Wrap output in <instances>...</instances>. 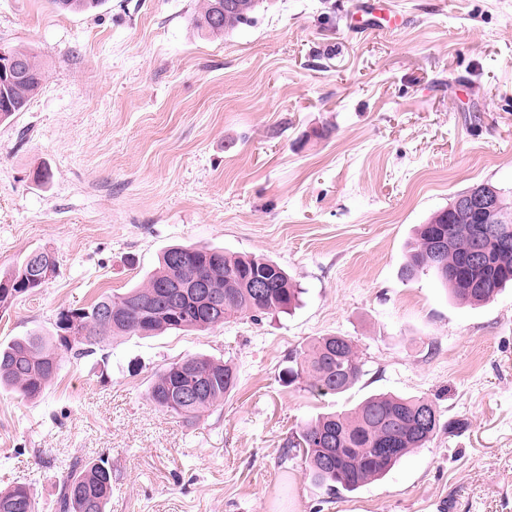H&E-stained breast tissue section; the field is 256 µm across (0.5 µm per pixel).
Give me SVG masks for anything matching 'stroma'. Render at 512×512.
Instances as JSON below:
<instances>
[{"instance_id": "stroma-1", "label": "stroma", "mask_w": 512, "mask_h": 512, "mask_svg": "<svg viewBox=\"0 0 512 512\" xmlns=\"http://www.w3.org/2000/svg\"><path fill=\"white\" fill-rule=\"evenodd\" d=\"M202 3L0 0V43L44 68L0 122V271L39 248L59 263L0 312V342L146 281L173 244L271 259L301 302L117 336L63 353L40 399L1 391L0 489L29 483L52 512L63 465L105 455L108 512H512V286L466 305L433 273L400 275L419 224L455 195H512V0H396L404 28L369 36L347 27L357 0H263L213 36L193 23ZM326 334L355 341L359 381L336 396L285 384L290 356ZM194 354L239 379L186 423L146 392ZM380 393L463 426L356 491L316 486L289 441Z\"/></svg>"}]
</instances>
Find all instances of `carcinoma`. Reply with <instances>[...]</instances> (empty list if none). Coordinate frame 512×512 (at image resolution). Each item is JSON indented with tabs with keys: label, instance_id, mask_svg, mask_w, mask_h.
I'll return each mask as SVG.
<instances>
[{
	"label": "carcinoma",
	"instance_id": "carcinoma-1",
	"mask_svg": "<svg viewBox=\"0 0 512 512\" xmlns=\"http://www.w3.org/2000/svg\"><path fill=\"white\" fill-rule=\"evenodd\" d=\"M217 0H203L195 26L218 35L233 31L253 20L260 0H234L236 7L224 10L221 23L211 21ZM59 11H86L102 0H51ZM23 59L27 75L22 80L0 76V121L23 111L43 80L38 56L13 48ZM487 247L497 262L483 270L465 269L467 255L478 245ZM57 274L58 260L46 249L32 251L16 268L0 272V310H9L23 295L49 284L42 271ZM271 272L264 296L255 295L245 281L258 273ZM432 272L457 301L484 304L512 283V237L499 235L479 239L474 218L467 210L448 223V210L434 213L419 225L414 244L402 267L407 279ZM206 282L224 302L223 320L215 321L199 309L191 293H180L179 303L167 298L179 293L187 280ZM301 289L278 263L260 256L227 253L219 247L175 244L167 247L158 268L147 282L123 293L104 295L87 307L63 310L47 335L33 329L5 344L0 343V387L20 392L35 400L52 385L61 367L60 350L78 354L104 347L113 336H153L165 330L205 331L231 318L248 315L254 319L285 313L294 308ZM363 373V362L355 341L348 336L328 334L315 338L297 353L295 366L287 371V382L303 381L323 395L341 394ZM237 383V371L229 363L206 356H190L163 366L156 374L146 399L157 408L182 419L224 401ZM200 386L201 394L185 402L177 392L185 386ZM461 421L441 423L436 406L426 398L378 394L347 412L324 414L305 424L297 434L300 442L289 447L303 451L308 475L319 486L340 487L353 492L385 476L411 451L425 447L441 429L452 434ZM112 496V466L105 458L77 460L64 475L55 501V512H106ZM0 512H38V504L25 483L0 489Z\"/></svg>",
	"mask_w": 512,
	"mask_h": 512
}]
</instances>
